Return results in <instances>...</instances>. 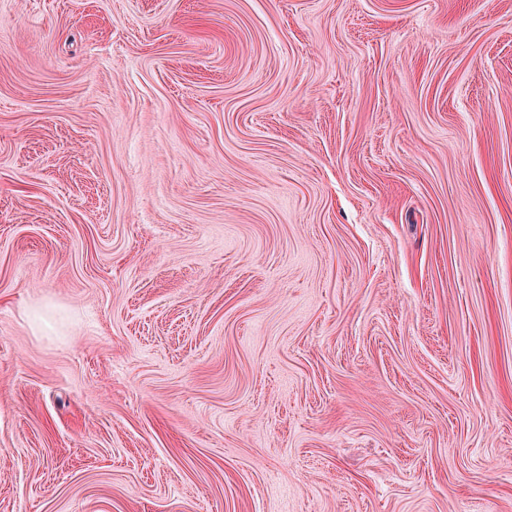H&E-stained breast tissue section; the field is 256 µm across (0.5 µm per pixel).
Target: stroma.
I'll return each mask as SVG.
<instances>
[{"label":"stroma","instance_id":"1","mask_svg":"<svg viewBox=\"0 0 512 512\" xmlns=\"http://www.w3.org/2000/svg\"><path fill=\"white\" fill-rule=\"evenodd\" d=\"M0 512H512V0H0Z\"/></svg>","mask_w":512,"mask_h":512}]
</instances>
